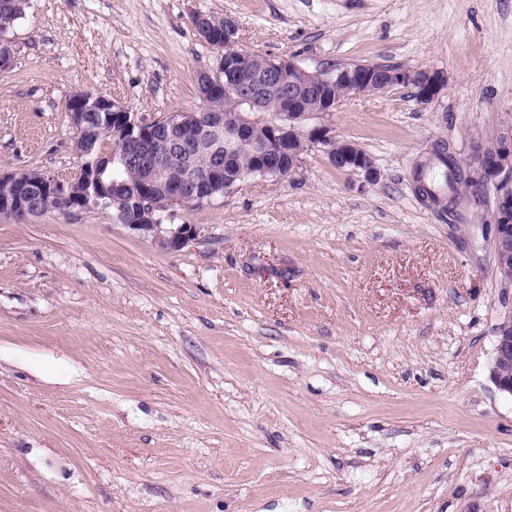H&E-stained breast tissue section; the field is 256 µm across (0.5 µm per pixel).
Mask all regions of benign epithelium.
<instances>
[{
	"label": "benign epithelium",
	"instance_id": "7a95c632",
	"mask_svg": "<svg viewBox=\"0 0 512 512\" xmlns=\"http://www.w3.org/2000/svg\"><path fill=\"white\" fill-rule=\"evenodd\" d=\"M200 40L221 52L224 85L218 87L212 71L197 74L201 106L193 112H179L160 125L137 123L124 106L104 97L83 92L73 94L68 115L83 150L81 157L94 152L89 132L119 133L129 150L117 158L97 153V163L85 170L81 183L63 182L43 172L23 169L0 173V215L22 214L40 217L44 202L54 200L62 212L72 213L91 205H119L126 201L125 183L112 175L117 166L134 165L142 173L136 202L139 221L127 228L156 247L178 251L199 235L195 224L176 228L162 223L161 212L175 205H200L214 196L234 190L249 177L281 176L298 168L302 155L312 149L344 172H361L371 182L380 173L371 158L355 142L337 137L325 126H308L315 115L336 110L346 98L371 96L398 85L417 89V99L435 100L448 85L447 75L437 69H408L381 73L371 64L351 68L307 69L292 59L272 61L264 70L249 67L248 52L237 45V24L224 18V40L216 39L210 19L196 16ZM267 113L262 120L259 114ZM207 145L206 163H197L202 145ZM245 154L250 164L230 167L229 160ZM464 182L474 192L460 199L481 207L477 217L493 227L492 251L503 289L512 288V126L476 143L473 153L458 160ZM182 175L169 179L171 168ZM496 388L512 396V310L503 315L495 331V346L489 364Z\"/></svg>",
	"mask_w": 512,
	"mask_h": 512
}]
</instances>
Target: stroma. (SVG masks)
Wrapping results in <instances>:
<instances>
[{
	"label": "stroma",
	"mask_w": 512,
	"mask_h": 512,
	"mask_svg": "<svg viewBox=\"0 0 512 512\" xmlns=\"http://www.w3.org/2000/svg\"><path fill=\"white\" fill-rule=\"evenodd\" d=\"M314 70L445 71L448 87L313 117L380 179L309 150L163 223L169 252L111 207L0 216V512H512V398L489 376L512 309L492 229L421 203L432 140L469 155L512 124V0H27L0 72V172L70 180L67 102L150 123L197 108L219 53Z\"/></svg>",
	"instance_id": "obj_1"
}]
</instances>
